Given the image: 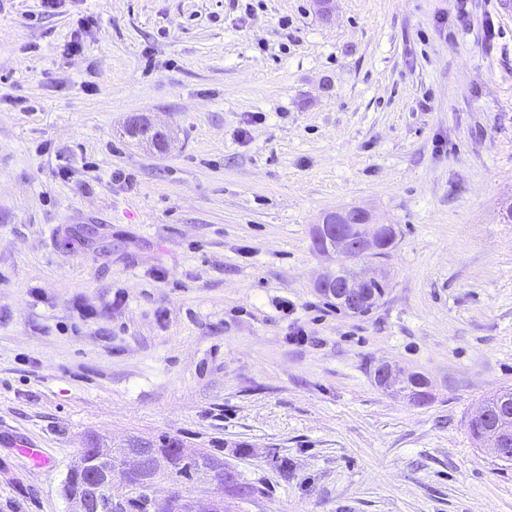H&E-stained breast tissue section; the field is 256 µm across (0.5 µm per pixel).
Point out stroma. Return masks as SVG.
<instances>
[{"label":"stroma","mask_w":512,"mask_h":512,"mask_svg":"<svg viewBox=\"0 0 512 512\" xmlns=\"http://www.w3.org/2000/svg\"><path fill=\"white\" fill-rule=\"evenodd\" d=\"M457 12L0 0V512L162 439L252 485L231 512H512L469 434L512 388V0ZM339 207L396 230L364 315L315 288ZM403 390L409 399L418 405L425 404L430 398L429 382L425 376L418 372H405Z\"/></svg>","instance_id":"35a3bbf8"}]
</instances>
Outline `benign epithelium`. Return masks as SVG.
I'll use <instances>...</instances> for the list:
<instances>
[{"mask_svg": "<svg viewBox=\"0 0 512 512\" xmlns=\"http://www.w3.org/2000/svg\"><path fill=\"white\" fill-rule=\"evenodd\" d=\"M379 225L370 223L369 214L360 211L358 221H353L344 210L328 212L322 223L314 228V236L318 243V250L325 255L359 256L368 258L375 251V240ZM373 278L366 277L349 268L336 266L322 275L318 281V288L331 295L336 302L353 314H357L367 304L366 286ZM375 383L382 389L394 390L399 387L401 373L389 364H380L375 370ZM481 420L487 421L483 439L492 443L498 457H511L512 448L509 447V432L499 423L488 422L486 412L478 415ZM125 471L155 472L158 460L149 448H127L124 455ZM80 469L87 474V482L81 495L73 502L72 512H104L102 497L105 492L116 486L114 473L116 468L98 466L88 468V460L82 459Z\"/></svg>", "mask_w": 512, "mask_h": 512, "instance_id": "1", "label": "benign epithelium"}]
</instances>
